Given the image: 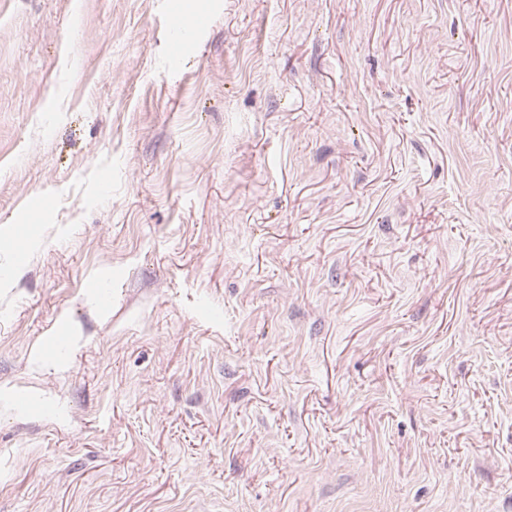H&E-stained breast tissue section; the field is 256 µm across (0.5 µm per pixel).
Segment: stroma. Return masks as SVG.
Returning <instances> with one entry per match:
<instances>
[{
    "label": "stroma",
    "mask_w": 512,
    "mask_h": 512,
    "mask_svg": "<svg viewBox=\"0 0 512 512\" xmlns=\"http://www.w3.org/2000/svg\"><path fill=\"white\" fill-rule=\"evenodd\" d=\"M0 512H512V0H0Z\"/></svg>",
    "instance_id": "obj_1"
}]
</instances>
